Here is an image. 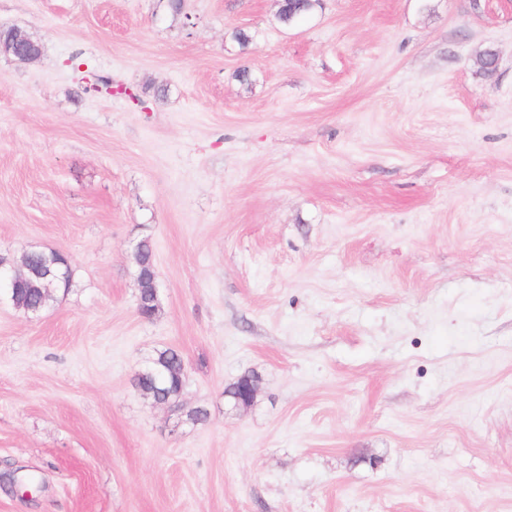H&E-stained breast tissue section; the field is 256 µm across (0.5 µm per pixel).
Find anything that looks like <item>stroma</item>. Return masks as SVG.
<instances>
[{"mask_svg": "<svg viewBox=\"0 0 512 512\" xmlns=\"http://www.w3.org/2000/svg\"><path fill=\"white\" fill-rule=\"evenodd\" d=\"M277 9L0 0V256L72 272L0 302V512H512V0ZM321 6V0H280L276 19L280 24L290 26ZM142 248L139 251H135V263L138 273L140 268L143 272L144 279L139 282V294L138 297L142 302H149L153 300V288L156 279V275L152 274L153 280L150 278V265L151 259L154 256L153 246L149 238H144L141 241ZM141 301H138L137 308L141 307ZM142 375L134 383L153 396H175L179 393L182 374V358L174 348L157 351Z\"/></svg>", "mask_w": 512, "mask_h": 512, "instance_id": "obj_1", "label": "stroma"}]
</instances>
